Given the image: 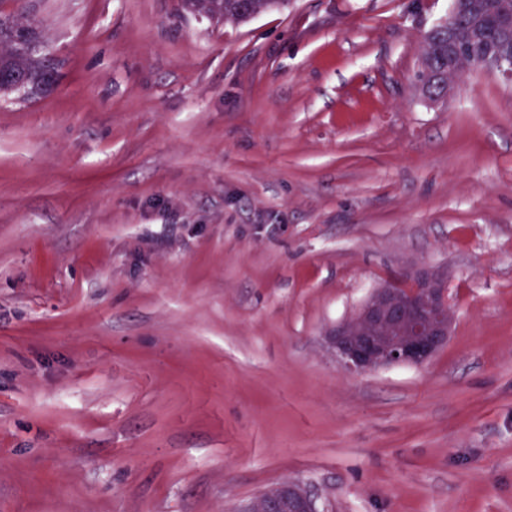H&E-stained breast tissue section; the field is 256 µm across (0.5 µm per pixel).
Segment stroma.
<instances>
[{
  "label": "stroma",
  "instance_id": "stroma-1",
  "mask_svg": "<svg viewBox=\"0 0 512 512\" xmlns=\"http://www.w3.org/2000/svg\"><path fill=\"white\" fill-rule=\"evenodd\" d=\"M448 0H0L49 83L0 101V512H512V84L415 88ZM447 269L446 348L326 330ZM287 0H182L184 8L212 19L246 21L252 16L274 9H280ZM245 512H325L307 491L288 481L259 495Z\"/></svg>",
  "mask_w": 512,
  "mask_h": 512
}]
</instances>
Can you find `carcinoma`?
Returning <instances> with one entry per match:
<instances>
[{"label":"carcinoma","mask_w":512,"mask_h":512,"mask_svg":"<svg viewBox=\"0 0 512 512\" xmlns=\"http://www.w3.org/2000/svg\"><path fill=\"white\" fill-rule=\"evenodd\" d=\"M184 8L212 19L246 21L252 16L284 7L282 0H182ZM498 0H464L451 13L460 15L455 32L439 24L424 38V51L418 80L427 93L440 98L448 93V36L457 50L477 61L512 56V30L497 22ZM39 37L34 22L23 17H0V93L26 98L43 82L42 68L36 60Z\"/></svg>","instance_id":"carcinoma-1"}]
</instances>
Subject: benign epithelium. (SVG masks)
I'll return each mask as SVG.
<instances>
[{"instance_id":"7a95c632","label":"benign epithelium","mask_w":512,"mask_h":512,"mask_svg":"<svg viewBox=\"0 0 512 512\" xmlns=\"http://www.w3.org/2000/svg\"><path fill=\"white\" fill-rule=\"evenodd\" d=\"M452 296L448 273L422 266L400 283L375 289L350 318L326 334L341 368L352 374L399 365L420 366L448 344ZM245 512H324L301 487L283 482Z\"/></svg>"}]
</instances>
